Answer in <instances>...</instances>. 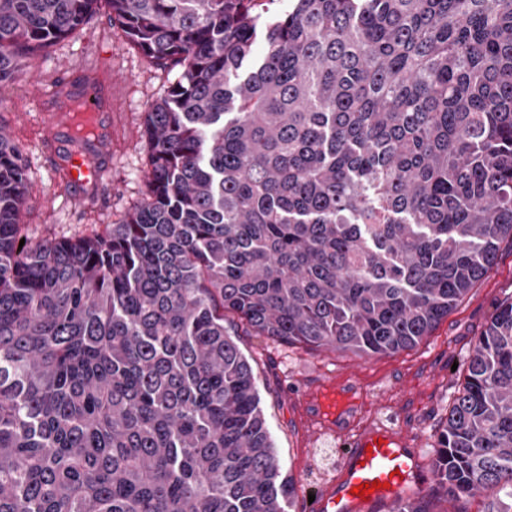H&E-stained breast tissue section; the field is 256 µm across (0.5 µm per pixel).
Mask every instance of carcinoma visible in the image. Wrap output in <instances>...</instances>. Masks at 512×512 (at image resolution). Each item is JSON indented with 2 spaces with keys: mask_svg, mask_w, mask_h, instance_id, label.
I'll return each mask as SVG.
<instances>
[{
  "mask_svg": "<svg viewBox=\"0 0 512 512\" xmlns=\"http://www.w3.org/2000/svg\"><path fill=\"white\" fill-rule=\"evenodd\" d=\"M152 65L146 191L20 243L0 124V512H281L296 492L224 327L417 345L512 240V0H0V87L100 3ZM432 473L512 512V300L466 358ZM391 512H432L398 497Z\"/></svg>",
  "mask_w": 512,
  "mask_h": 512,
  "instance_id": "carcinoma-1",
  "label": "carcinoma"
}]
</instances>
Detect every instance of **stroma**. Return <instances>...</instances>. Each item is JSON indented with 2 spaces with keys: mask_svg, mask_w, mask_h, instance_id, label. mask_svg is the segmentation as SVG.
Wrapping results in <instances>:
<instances>
[{
  "mask_svg": "<svg viewBox=\"0 0 512 512\" xmlns=\"http://www.w3.org/2000/svg\"><path fill=\"white\" fill-rule=\"evenodd\" d=\"M106 69L112 72L109 99L93 125H83L78 112L60 111L58 95L80 92L84 74ZM175 77V71L146 63L138 48L113 28L104 7L82 29L29 59L26 74L0 90V124L30 162L19 218L24 236L34 241L75 238L122 222L145 190L143 116ZM49 120L63 128L50 150L41 141ZM81 149L102 167L103 184L64 190V159ZM511 298L512 243L505 241L488 274L413 348L388 355L316 351L240 332L237 343L253 367L283 472L297 482L295 496L282 500V512H306V492L322 482L303 458L307 429L296 401L286 395L290 382L309 387L332 376H358L365 391L357 396L351 424L371 422L380 409L399 414L405 440L419 444L424 461L432 462L450 399L465 380L463 362L497 307Z\"/></svg>",
  "mask_w": 512,
  "mask_h": 512,
  "instance_id": "stroma-1",
  "label": "stroma"
}]
</instances>
